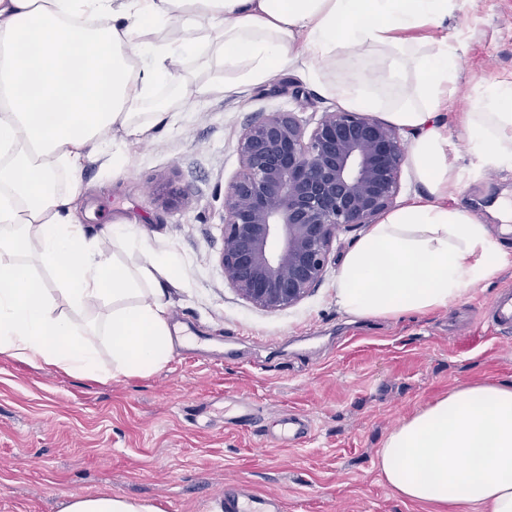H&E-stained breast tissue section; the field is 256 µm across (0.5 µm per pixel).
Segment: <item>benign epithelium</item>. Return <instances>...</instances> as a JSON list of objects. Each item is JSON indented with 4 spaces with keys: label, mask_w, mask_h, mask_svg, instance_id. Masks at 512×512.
Listing matches in <instances>:
<instances>
[{
    "label": "benign epithelium",
    "mask_w": 512,
    "mask_h": 512,
    "mask_svg": "<svg viewBox=\"0 0 512 512\" xmlns=\"http://www.w3.org/2000/svg\"><path fill=\"white\" fill-rule=\"evenodd\" d=\"M241 172L224 195V281L252 306L290 308L328 270L336 230L373 224L397 197L399 130L364 112H327L312 130L270 112L237 141Z\"/></svg>",
    "instance_id": "obj_1"
}]
</instances>
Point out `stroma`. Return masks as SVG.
<instances>
[{
  "mask_svg": "<svg viewBox=\"0 0 512 512\" xmlns=\"http://www.w3.org/2000/svg\"><path fill=\"white\" fill-rule=\"evenodd\" d=\"M462 50L456 103L441 116L470 168L461 112L484 88L512 83V0H466L448 20ZM315 82L283 70L243 93L180 109L167 126L123 146L121 172L88 162L84 222L134 223L153 253H175L172 322L185 344L147 376L82 378L0 353V512H60L73 496L122 494L161 512H215L225 486L277 495L283 512H433L397 497L376 456L402 421L470 382H512V337L489 325L512 268L426 315L351 319L336 275L365 234L340 231L328 272L298 305L254 308L225 283L224 190L240 171L237 140L269 112L309 123L337 111ZM512 169L464 179L450 206L489 224L512 249ZM302 439L270 445L288 415Z\"/></svg>",
  "mask_w": 512,
  "mask_h": 512,
  "instance_id": "stroma-1",
  "label": "stroma"
}]
</instances>
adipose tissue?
I'll return each instance as SVG.
<instances>
[{"label": "adipose tissue", "mask_w": 512, "mask_h": 512, "mask_svg": "<svg viewBox=\"0 0 512 512\" xmlns=\"http://www.w3.org/2000/svg\"><path fill=\"white\" fill-rule=\"evenodd\" d=\"M460 0H0V353L70 375L162 369L174 351L166 288L174 256L137 249L131 222L88 234L74 211L85 164L107 134L142 139L184 103L239 93L301 66L349 110L385 111L411 136L422 195L347 253L336 305L354 319L448 308L512 266L488 226L447 198L464 177L440 110L458 65L445 23ZM432 29L428 48L407 32ZM362 49L359 73L330 69ZM218 70L194 81L186 60ZM474 170L512 168V84L463 115ZM134 263H126L127 255ZM47 269L53 288L36 276ZM66 310H59V302ZM107 309L105 327L72 313ZM107 336L104 369L91 339ZM404 500L450 512H512V383H466L406 419L377 453ZM62 512H160L121 495L77 496Z\"/></svg>", "instance_id": "1"}]
</instances>
